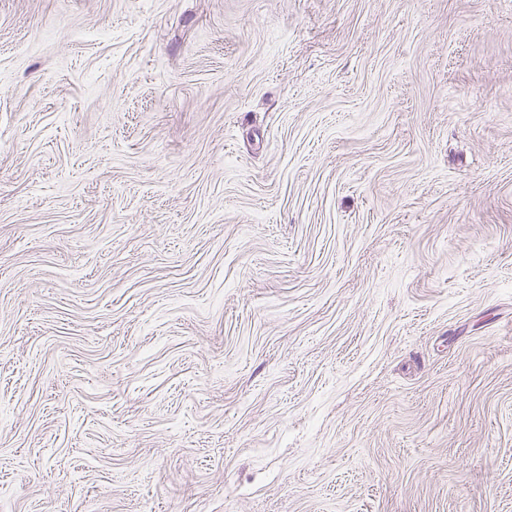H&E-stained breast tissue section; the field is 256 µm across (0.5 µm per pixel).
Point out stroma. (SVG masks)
<instances>
[{
    "instance_id": "35a3bbf8",
    "label": "stroma",
    "mask_w": 512,
    "mask_h": 512,
    "mask_svg": "<svg viewBox=\"0 0 512 512\" xmlns=\"http://www.w3.org/2000/svg\"><path fill=\"white\" fill-rule=\"evenodd\" d=\"M0 512H512V0H0Z\"/></svg>"
}]
</instances>
